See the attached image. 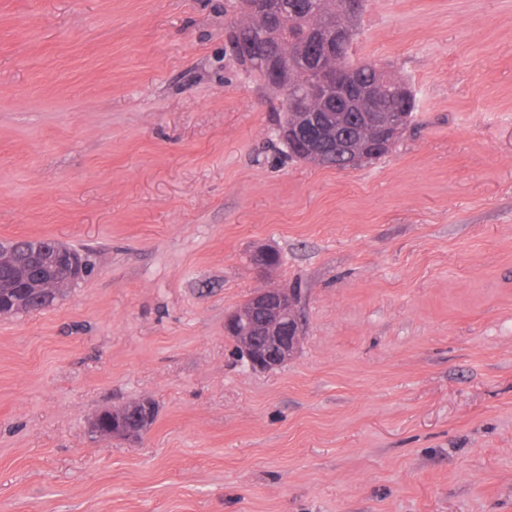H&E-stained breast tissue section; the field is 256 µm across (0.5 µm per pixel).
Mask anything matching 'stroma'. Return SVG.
I'll return each instance as SVG.
<instances>
[{
    "label": "stroma",
    "instance_id": "35a3bbf8",
    "mask_svg": "<svg viewBox=\"0 0 512 512\" xmlns=\"http://www.w3.org/2000/svg\"><path fill=\"white\" fill-rule=\"evenodd\" d=\"M239 19L0 0V239L91 264L0 317V512H512V0H365L416 111L350 172L288 159ZM266 283L305 338L253 372L224 315ZM140 398L141 446L88 436ZM278 266V251L261 245L251 253V267L258 275H267Z\"/></svg>",
    "mask_w": 512,
    "mask_h": 512
}]
</instances>
